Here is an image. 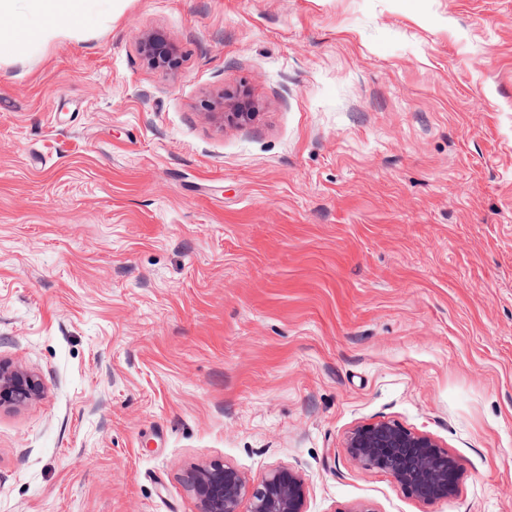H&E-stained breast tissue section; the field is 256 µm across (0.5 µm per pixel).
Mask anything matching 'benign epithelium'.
<instances>
[{"label": "benign epithelium", "mask_w": 512, "mask_h": 512, "mask_svg": "<svg viewBox=\"0 0 512 512\" xmlns=\"http://www.w3.org/2000/svg\"><path fill=\"white\" fill-rule=\"evenodd\" d=\"M140 51L152 67L171 70L178 64L162 34L143 36ZM34 381L0 367V402L22 403L37 394ZM350 457L364 471L389 474L409 495L425 501L446 500L455 493L462 467L436 439L392 422L368 423L346 438ZM201 512H307V485L298 471L281 467L250 486L235 469L214 464L195 477Z\"/></svg>", "instance_id": "obj_1"}]
</instances>
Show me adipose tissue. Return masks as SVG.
<instances>
[{
  "label": "adipose tissue",
  "mask_w": 512,
  "mask_h": 512,
  "mask_svg": "<svg viewBox=\"0 0 512 512\" xmlns=\"http://www.w3.org/2000/svg\"><path fill=\"white\" fill-rule=\"evenodd\" d=\"M112 0H0V51L39 50L61 27L80 29L107 11Z\"/></svg>",
  "instance_id": "ef3b65f1"
}]
</instances>
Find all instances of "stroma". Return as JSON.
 I'll list each match as a JSON object with an SVG mask.
<instances>
[{"mask_svg": "<svg viewBox=\"0 0 512 512\" xmlns=\"http://www.w3.org/2000/svg\"><path fill=\"white\" fill-rule=\"evenodd\" d=\"M0 367V512H199L213 464L512 512V0H114L0 54ZM379 421L456 493L359 469ZM139 44L141 54L152 67L160 70H171L177 66L178 59L174 54L172 45L164 35L159 33L144 35ZM34 381L18 372H8L0 367V403H22L37 394ZM346 448L362 470L389 474L407 494L425 502L452 496L462 470L459 460L432 436L392 421L355 427Z\"/></svg>", "mask_w": 512, "mask_h": 512, "instance_id": "stroma-1", "label": "stroma"}]
</instances>
